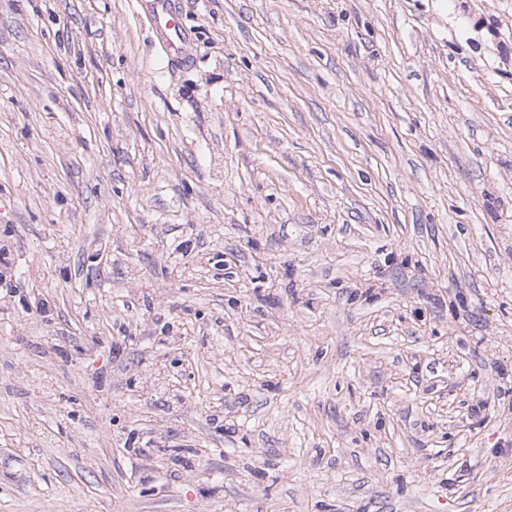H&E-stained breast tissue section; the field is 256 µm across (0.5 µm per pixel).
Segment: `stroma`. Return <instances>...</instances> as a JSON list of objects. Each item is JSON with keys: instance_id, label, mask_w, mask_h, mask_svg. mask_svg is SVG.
Masks as SVG:
<instances>
[{"instance_id": "obj_1", "label": "stroma", "mask_w": 512, "mask_h": 512, "mask_svg": "<svg viewBox=\"0 0 512 512\" xmlns=\"http://www.w3.org/2000/svg\"><path fill=\"white\" fill-rule=\"evenodd\" d=\"M0 0V512H512V0ZM147 10L151 24L161 36L164 50L170 61L184 59L187 31L182 23V2L177 0H139Z\"/></svg>"}]
</instances>
